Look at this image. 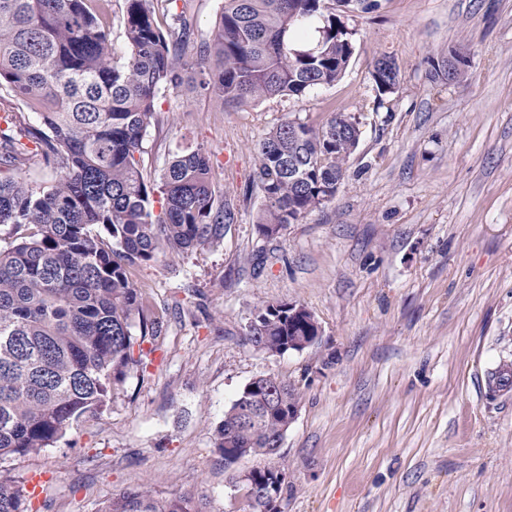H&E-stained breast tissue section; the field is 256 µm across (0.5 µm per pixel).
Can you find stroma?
I'll use <instances>...</instances> for the list:
<instances>
[{
    "label": "stroma",
    "mask_w": 512,
    "mask_h": 512,
    "mask_svg": "<svg viewBox=\"0 0 512 512\" xmlns=\"http://www.w3.org/2000/svg\"><path fill=\"white\" fill-rule=\"evenodd\" d=\"M342 77L303 97L225 106L184 70L160 91L140 164L202 149L232 205L219 243L130 268L161 330L107 408L50 447L0 457V479L43 493L25 512H100L147 488L206 512H249L231 477L285 466L281 512H512V0H379L346 14ZM463 81L433 75L449 51ZM401 69L378 96L376 58ZM358 118L335 197L266 239L258 149L288 121ZM288 301L321 327L271 355L246 341L256 306ZM288 381L298 414L278 456L225 465V410L256 376Z\"/></svg>",
    "instance_id": "obj_1"
}]
</instances>
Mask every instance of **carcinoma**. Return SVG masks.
<instances>
[{"mask_svg": "<svg viewBox=\"0 0 512 512\" xmlns=\"http://www.w3.org/2000/svg\"><path fill=\"white\" fill-rule=\"evenodd\" d=\"M224 0L217 29L196 41L178 0H125L128 54L112 57V0H0V101L19 106L0 133V167L21 174L33 157L60 173L51 184L0 180V226L14 240L0 249V456L56 442L74 422L101 411L112 387L147 355L157 334L128 268L162 251L183 252L224 237L234 218L215 201L212 167L200 150L175 156L162 175L164 216L136 154L154 119L158 92L181 83L192 56L199 87L226 104L300 97L336 82L352 55L341 15L350 0ZM172 14L160 28L155 17ZM379 95L393 77L373 68ZM34 112L31 124L24 112ZM336 115L320 127L286 122L259 147L266 200L260 236L297 222L331 200L359 137L336 135ZM266 329L249 338L283 354L303 330L288 302L261 305ZM139 326L140 336L132 333ZM299 405L294 387L272 375L247 383L224 412L216 447L228 460L274 456ZM280 467L250 470L249 512H262L254 488L278 482ZM23 491L0 480V512H20ZM101 512H203L189 497L126 491Z\"/></svg>", "mask_w": 512, "mask_h": 512, "instance_id": "carcinoma-1", "label": "carcinoma"}]
</instances>
